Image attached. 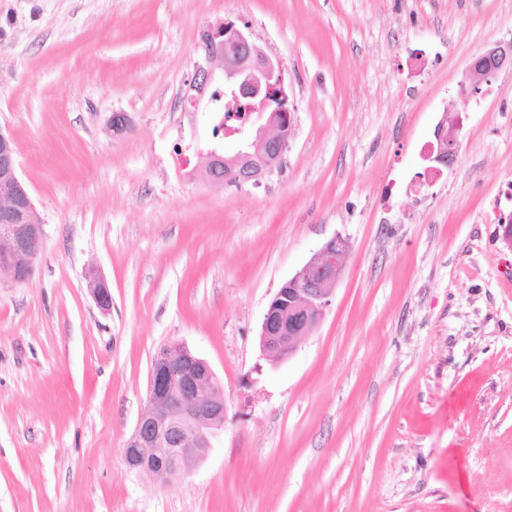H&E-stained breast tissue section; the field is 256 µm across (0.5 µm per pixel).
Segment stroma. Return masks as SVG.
<instances>
[{"instance_id":"obj_1","label":"stroma","mask_w":512,"mask_h":512,"mask_svg":"<svg viewBox=\"0 0 512 512\" xmlns=\"http://www.w3.org/2000/svg\"><path fill=\"white\" fill-rule=\"evenodd\" d=\"M217 20L284 65L292 134L258 187L207 183L211 129L176 106ZM510 41L512 0H0V128L45 230L0 283V512H512V70L458 92ZM335 236L323 320L270 364L267 303ZM174 341L224 427L164 480L123 448ZM507 68L512 69V42L486 48L471 61L468 73L460 82L461 95L474 98L480 94L478 88L482 80L493 78ZM437 141L435 149L427 152L425 158L443 166L453 163L460 145V124L458 122L448 126L447 121L440 122L435 130ZM85 280L97 307L107 312L112 306V293L107 281L91 268L85 273Z\"/></svg>"}]
</instances>
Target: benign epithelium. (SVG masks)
Segmentation results:
<instances>
[{"label":"benign epithelium","mask_w":512,"mask_h":512,"mask_svg":"<svg viewBox=\"0 0 512 512\" xmlns=\"http://www.w3.org/2000/svg\"><path fill=\"white\" fill-rule=\"evenodd\" d=\"M201 41L204 53L178 107L213 119L212 90L221 87L225 108L242 113L241 122L224 128V140L204 154L203 177L219 187H257L280 167L288 149L292 116L284 68L231 21L207 25ZM507 68L512 69V42L486 48L471 61L460 82L461 95L477 96L481 81ZM435 138L437 150L426 159L450 165L460 145V124L440 122ZM44 236L43 219L18 174L16 143L0 131V282L24 283L32 277ZM348 250L346 240L330 239L272 297L259 331L267 361L276 365L290 358L321 322ZM85 280L97 307L109 311L107 281L93 268ZM222 388L210 364L184 344L160 349L151 366L147 405L124 445L128 467L171 480L204 459L215 432L224 427Z\"/></svg>","instance_id":"1"}]
</instances>
